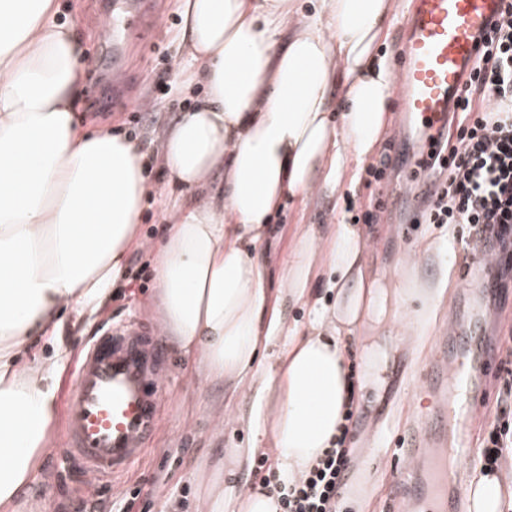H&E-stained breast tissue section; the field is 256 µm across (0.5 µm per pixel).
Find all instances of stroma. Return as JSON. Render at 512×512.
I'll return each instance as SVG.
<instances>
[{
  "instance_id": "stroma-1",
  "label": "stroma",
  "mask_w": 512,
  "mask_h": 512,
  "mask_svg": "<svg viewBox=\"0 0 512 512\" xmlns=\"http://www.w3.org/2000/svg\"><path fill=\"white\" fill-rule=\"evenodd\" d=\"M59 21L68 23L81 46L84 82L79 92V109L86 128L109 131L136 140L149 170L151 186L143 202L137 237L141 248L127 256L124 275L112 298L95 314H77L74 308L62 313V329L56 338L34 337L27 359H46L57 367V406L65 408L66 390L90 343L99 336L107 320L136 318L159 328L160 316L154 266L155 248L164 234L174 199L187 190L171 182L160 163L165 134L180 119L192 96L201 86H186L184 76L193 69L181 50V16L177 0H59ZM119 21L116 32L122 55L113 63L111 44L103 20ZM400 112H392L391 124L370 158L371 166L388 160L382 179L359 172L352 190L330 193L315 191L305 203L284 201L270 234L274 245L267 252L270 284H277L283 262L296 236L314 224H349L355 216L370 212L374 223L364 225L363 270L367 281L386 286L398 281L410 293L409 311H418L428 292L439 291L446 313H464L458 305L455 278L461 275L470 255L459 242L458 226L426 224L413 237L399 231L405 221V207H383L381 195L388 187L401 184L408 166L404 160L406 141L399 138ZM420 256L414 267H406L408 255ZM479 313L492 336L498 337L502 368L491 380L489 407L470 422L474 442H481L503 397V382L512 374V287L506 293L490 289L479 305ZM433 320L421 330L408 331L398 320L378 312L366 333L365 343L351 342L349 367L359 389V405L348 422L352 460L349 479L339 498L341 512H385L384 504L394 480L391 448L388 457L367 465L382 426L400 433L428 401L413 386L395 388L389 373L394 366L422 363L430 354L427 336ZM171 362L164 387L165 419L146 456L132 465L116 487L100 490L99 512H123L131 492L139 497L133 512H204L202 487L195 475L202 462L220 458L224 449L248 447L250 431L239 423L251 405L249 392H241L232 415H225L224 387L204 380L196 362L185 357L172 341H165ZM373 347L381 359L380 374L365 384L368 363L366 347ZM64 422L56 420L41 455L35 477L17 499L15 512H61L63 501L72 496L80 479L78 471L59 455L64 447Z\"/></svg>"
}]
</instances>
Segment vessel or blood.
Masks as SVG:
<instances>
[{
  "label": "vessel or blood",
  "mask_w": 512,
  "mask_h": 512,
  "mask_svg": "<svg viewBox=\"0 0 512 512\" xmlns=\"http://www.w3.org/2000/svg\"><path fill=\"white\" fill-rule=\"evenodd\" d=\"M507 0H410L401 23L396 93L399 110L413 129L404 187L386 191L385 201L404 204L411 221L423 223L422 196L435 190L429 163L448 114L462 95L482 38ZM490 240L472 257L464 296L492 286L486 271ZM483 322L472 317L452 337L433 342V360L418 388L430 407L396 438L404 465L389 494L388 512H468L462 478L476 451L465 439L468 404L464 391L483 392L496 369V352L483 349ZM170 371L162 340L142 323L105 329L82 358L69 388L64 456L84 475V485L124 476L141 457L161 421L164 381Z\"/></svg>",
  "instance_id": "1"
}]
</instances>
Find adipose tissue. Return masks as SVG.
Returning a JSON list of instances; mask_svg holds the SVG:
<instances>
[{
	"mask_svg": "<svg viewBox=\"0 0 512 512\" xmlns=\"http://www.w3.org/2000/svg\"><path fill=\"white\" fill-rule=\"evenodd\" d=\"M179 8L183 48L207 95L170 131L163 158L171 179L206 200L173 203L154 259L159 312L207 380L253 392L252 445L213 464L209 512H275V495L236 477L266 441L286 481L331 448L352 395L345 341L374 294L362 234L348 224L310 226L282 286L270 289L266 230L284 198L353 184L374 154L395 81L378 52L391 5L317 0L301 20L294 0ZM82 54L55 0H0V512L31 483L57 418L53 368L19 357L34 334L57 333L61 307L93 314L109 298L147 193L136 144L81 126ZM336 92L344 110L334 122ZM218 169L224 186L213 192ZM321 288L335 293L334 309ZM293 304L308 306V328L288 322Z\"/></svg>",
	"mask_w": 512,
	"mask_h": 512,
	"instance_id": "ef3b65f1",
	"label": "adipose tissue"
}]
</instances>
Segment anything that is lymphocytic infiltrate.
<instances>
[{
	"mask_svg": "<svg viewBox=\"0 0 512 512\" xmlns=\"http://www.w3.org/2000/svg\"><path fill=\"white\" fill-rule=\"evenodd\" d=\"M456 141L448 146V173L426 221L490 231L512 247V2L493 24L462 96ZM512 454V422L487 427L480 462L495 470ZM351 462L345 447L327 449L298 480L268 473L264 487L277 495L278 512H336V498Z\"/></svg>",
	"mask_w": 512,
	"mask_h": 512,
	"instance_id": "1",
	"label": "lymphocytic infiltrate"
}]
</instances>
